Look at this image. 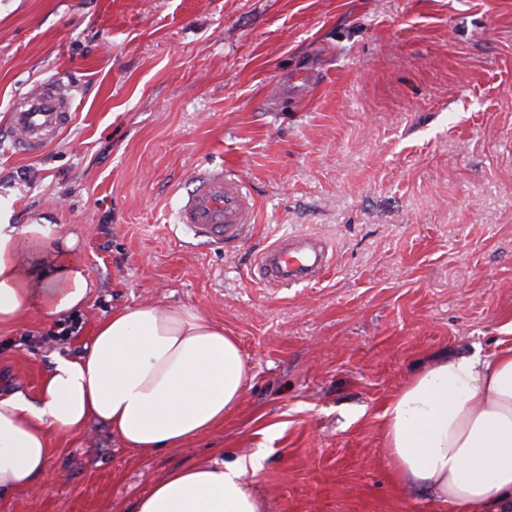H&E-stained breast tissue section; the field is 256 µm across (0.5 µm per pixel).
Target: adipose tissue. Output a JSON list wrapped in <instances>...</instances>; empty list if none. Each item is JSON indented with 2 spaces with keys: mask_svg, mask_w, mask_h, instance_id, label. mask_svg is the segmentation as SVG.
Listing matches in <instances>:
<instances>
[{
  "mask_svg": "<svg viewBox=\"0 0 512 512\" xmlns=\"http://www.w3.org/2000/svg\"><path fill=\"white\" fill-rule=\"evenodd\" d=\"M0 199V325L30 314L60 319L89 300L74 233L11 223ZM249 374L236 337L198 310L150 303L113 311L85 354L56 356L35 400L0 396V496L29 488L53 454L50 432L109 425L144 459L221 427ZM385 437L395 478L445 512H512V341L489 357L441 356L390 399ZM246 459L173 470L135 512H263L244 481Z\"/></svg>",
  "mask_w": 512,
  "mask_h": 512,
  "instance_id": "obj_1",
  "label": "adipose tissue"
}]
</instances>
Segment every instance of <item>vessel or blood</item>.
I'll return each mask as SVG.
<instances>
[{
    "instance_id": "b4317fda",
    "label": "vessel or blood",
    "mask_w": 512,
    "mask_h": 512,
    "mask_svg": "<svg viewBox=\"0 0 512 512\" xmlns=\"http://www.w3.org/2000/svg\"><path fill=\"white\" fill-rule=\"evenodd\" d=\"M73 115V98L60 82L18 95L9 124L14 148L22 155L39 154L70 125ZM254 214L255 203L241 180L220 169H207L196 174L177 220L199 243L221 246L245 238ZM334 263L325 241L301 234L269 245L257 259V271L265 287L284 288L319 282Z\"/></svg>"
}]
</instances>
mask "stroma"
Returning a JSON list of instances; mask_svg holds the SVG:
<instances>
[{"mask_svg": "<svg viewBox=\"0 0 512 512\" xmlns=\"http://www.w3.org/2000/svg\"><path fill=\"white\" fill-rule=\"evenodd\" d=\"M59 80L77 111L38 157L0 139L12 223L81 240L80 329L0 328V390L34 399L113 309L199 310L251 381L222 427L145 460L90 423L0 512H132L169 471L254 458L266 512H434L400 487L384 411L445 352L512 333V0H0V127ZM224 168L257 205L224 247L178 227L194 175ZM316 234L335 265L267 288L258 254Z\"/></svg>", "mask_w": 512, "mask_h": 512, "instance_id": "35a3bbf8", "label": "stroma"}]
</instances>
